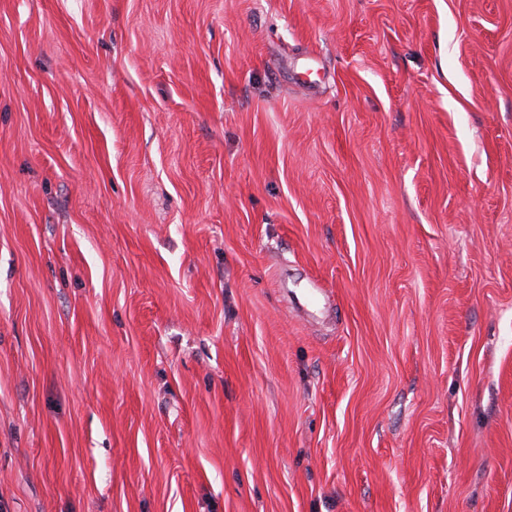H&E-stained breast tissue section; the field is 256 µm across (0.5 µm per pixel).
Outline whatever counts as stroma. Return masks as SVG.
I'll list each match as a JSON object with an SVG mask.
<instances>
[{"label":"stroma","instance_id":"stroma-1","mask_svg":"<svg viewBox=\"0 0 512 512\" xmlns=\"http://www.w3.org/2000/svg\"><path fill=\"white\" fill-rule=\"evenodd\" d=\"M0 512H512V0H0Z\"/></svg>","mask_w":512,"mask_h":512}]
</instances>
